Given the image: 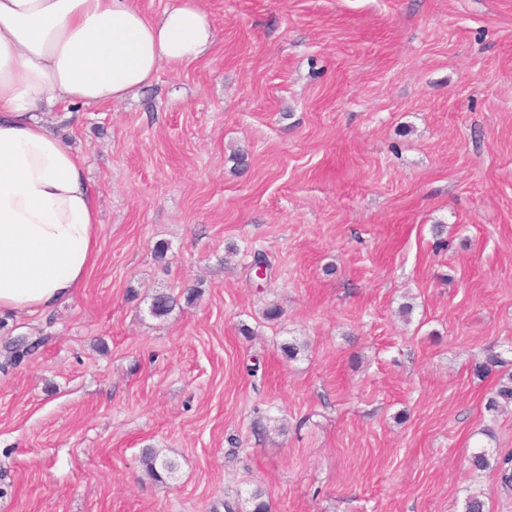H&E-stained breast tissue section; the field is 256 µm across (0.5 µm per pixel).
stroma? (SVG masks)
<instances>
[{
    "label": "stroma",
    "instance_id": "stroma-1",
    "mask_svg": "<svg viewBox=\"0 0 512 512\" xmlns=\"http://www.w3.org/2000/svg\"><path fill=\"white\" fill-rule=\"evenodd\" d=\"M197 2L202 60L42 115L100 250L70 301L0 318V512H249L257 487L270 512H512L468 463L512 451L472 370L512 360V0ZM141 463L146 471L156 479L162 478V474L170 475L176 470V463L166 456H161L159 451L154 448H146L143 451Z\"/></svg>",
    "mask_w": 512,
    "mask_h": 512
}]
</instances>
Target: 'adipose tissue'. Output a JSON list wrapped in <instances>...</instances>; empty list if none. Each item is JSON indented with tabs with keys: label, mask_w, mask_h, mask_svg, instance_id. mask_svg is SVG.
Segmentation results:
<instances>
[{
	"label": "adipose tissue",
	"mask_w": 512,
	"mask_h": 512,
	"mask_svg": "<svg viewBox=\"0 0 512 512\" xmlns=\"http://www.w3.org/2000/svg\"><path fill=\"white\" fill-rule=\"evenodd\" d=\"M214 40L195 0L154 18L136 0H0V316L54 311L98 252L92 185L42 107L124 100Z\"/></svg>",
	"instance_id": "obj_1"
}]
</instances>
